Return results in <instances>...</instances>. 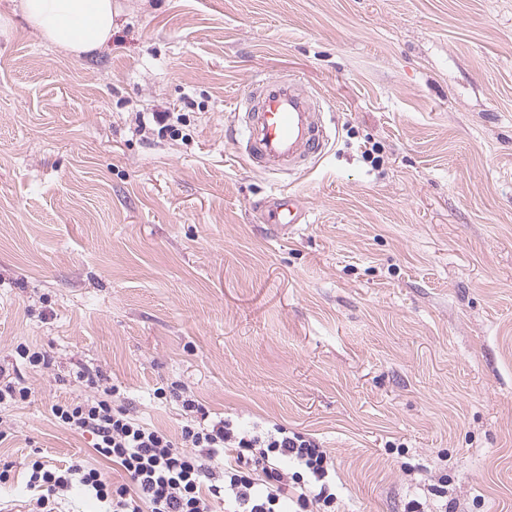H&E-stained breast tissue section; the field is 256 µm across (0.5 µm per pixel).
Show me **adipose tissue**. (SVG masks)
Returning a JSON list of instances; mask_svg holds the SVG:
<instances>
[{
    "instance_id": "ef3b65f1",
    "label": "adipose tissue",
    "mask_w": 512,
    "mask_h": 512,
    "mask_svg": "<svg viewBox=\"0 0 512 512\" xmlns=\"http://www.w3.org/2000/svg\"><path fill=\"white\" fill-rule=\"evenodd\" d=\"M17 10L34 34L70 56L101 50L112 38V0H19Z\"/></svg>"
}]
</instances>
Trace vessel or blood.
<instances>
[{
	"label": "vessel or blood",
	"instance_id": "1",
	"mask_svg": "<svg viewBox=\"0 0 512 512\" xmlns=\"http://www.w3.org/2000/svg\"><path fill=\"white\" fill-rule=\"evenodd\" d=\"M234 116L239 153L250 166L270 174L306 173L330 139L315 95L289 75L250 78ZM258 211L263 223L280 230L302 223L306 216L301 200L290 193L265 197Z\"/></svg>",
	"mask_w": 512,
	"mask_h": 512
}]
</instances>
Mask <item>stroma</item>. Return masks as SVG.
Wrapping results in <instances>:
<instances>
[{
    "label": "stroma",
    "instance_id": "obj_1",
    "mask_svg": "<svg viewBox=\"0 0 512 512\" xmlns=\"http://www.w3.org/2000/svg\"><path fill=\"white\" fill-rule=\"evenodd\" d=\"M112 2L100 51L0 34V362L35 391L0 409V512H27L36 450L126 483L51 415L84 369L174 436L173 383L313 437L336 512H512V0ZM288 73L331 142L275 177L230 130L253 75ZM165 110L174 136L138 132ZM279 190L308 212L285 235L254 210ZM14 353L34 372L49 373L53 370L51 358L46 351L21 342L15 346Z\"/></svg>",
    "mask_w": 512,
    "mask_h": 512
}]
</instances>
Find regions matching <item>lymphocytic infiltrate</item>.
Listing matches in <instances>:
<instances>
[{
	"mask_svg": "<svg viewBox=\"0 0 512 512\" xmlns=\"http://www.w3.org/2000/svg\"><path fill=\"white\" fill-rule=\"evenodd\" d=\"M75 380L91 393L54 404L55 421L91 435L95 452L128 481L111 483L77 460L58 467L35 459L26 481L30 512H55L57 499L75 489L109 512H212L218 499L233 512H336L333 461L314 439L281 426L252 433L225 420L207 426L193 399L182 402L186 422L175 438L114 405L116 389L102 374L82 371Z\"/></svg>",
	"mask_w": 512,
	"mask_h": 512,
	"instance_id": "f902f5d3",
	"label": "lymphocytic infiltrate"
}]
</instances>
